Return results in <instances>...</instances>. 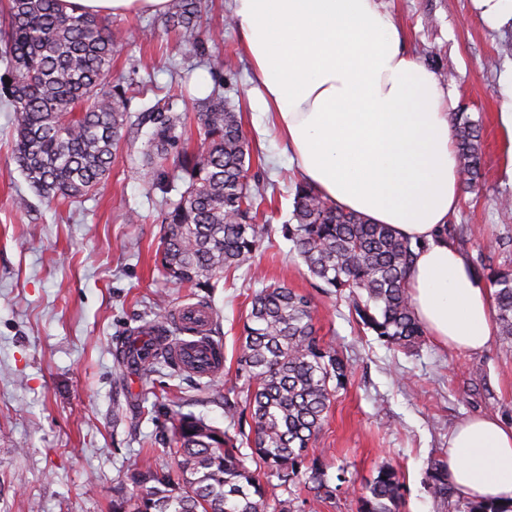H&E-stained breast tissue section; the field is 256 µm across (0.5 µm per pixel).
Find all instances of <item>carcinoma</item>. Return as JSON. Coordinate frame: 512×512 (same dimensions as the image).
Here are the masks:
<instances>
[{
  "label": "carcinoma",
  "mask_w": 512,
  "mask_h": 512,
  "mask_svg": "<svg viewBox=\"0 0 512 512\" xmlns=\"http://www.w3.org/2000/svg\"><path fill=\"white\" fill-rule=\"evenodd\" d=\"M201 0H176L164 17L179 48L206 50L201 38ZM0 62L12 74L11 102L18 116L14 160L37 195L49 203L75 202L109 176L115 151L128 129L140 125L127 111L126 90L106 77L119 44L99 16L67 14L60 0H0ZM206 146L181 154L185 189L169 202L160 263L176 284L210 288L224 274L249 267L271 225L258 222L264 192L252 187L250 143L240 113L213 91L197 102ZM186 113L157 106L149 112L148 145L153 172L168 190L166 161L181 141ZM461 181L481 178V124L465 112L452 116ZM283 236L307 273L346 298L356 319L387 345L411 348L425 335L408 294L414 252L384 224L345 212L306 182L293 189V210ZM497 336L512 345V266L490 270ZM350 365L317 337L311 300L281 284L254 295L243 325L236 379L244 380L227 418L250 416V431L232 435L193 414H176L171 444L176 476L151 468L135 471L136 492L112 500V512H266L268 485L248 462L259 463L279 485L303 482L308 498L288 492L274 512H316L336 496L313 443L331 403L347 384ZM250 453L241 451V443ZM430 492L455 512H512V503L462 502L447 463L429 471ZM399 471L383 464L356 494L357 512H395L403 497Z\"/></svg>",
  "instance_id": "cac0c4a2"
}]
</instances>
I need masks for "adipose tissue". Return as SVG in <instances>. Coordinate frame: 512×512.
<instances>
[{"mask_svg":"<svg viewBox=\"0 0 512 512\" xmlns=\"http://www.w3.org/2000/svg\"><path fill=\"white\" fill-rule=\"evenodd\" d=\"M65 12L164 14L170 0H61ZM253 94L303 178L340 208L390 227L415 257L408 288L439 343L468 353L496 332L490 288L448 242L460 201L450 93L409 54L379 0H233ZM456 490L512 502V427L459 422L445 454Z\"/></svg>","mask_w":512,"mask_h":512,"instance_id":"obj_1","label":"adipose tissue"}]
</instances>
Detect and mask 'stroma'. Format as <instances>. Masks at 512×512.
I'll return each mask as SVG.
<instances>
[{"mask_svg":"<svg viewBox=\"0 0 512 512\" xmlns=\"http://www.w3.org/2000/svg\"><path fill=\"white\" fill-rule=\"evenodd\" d=\"M380 5L411 54L442 77L452 111L482 123L481 188L461 192L450 222L455 246L486 276L506 258L501 238H512V209L498 201L500 193H512V161L496 117L498 97L512 80V51L502 49L512 41V24L487 26L472 0ZM202 6L204 30L220 35L218 47L203 55L176 47L161 16L113 17L121 49L109 81L138 82L133 116L167 101L187 113L192 149L200 147L203 131L190 101L222 84L259 154L250 180L264 189L263 210L278 229L292 209L298 174L249 97L252 68L229 21L231 0H202ZM16 127L17 114L0 94V512H112L116 492L131 489L133 470L168 473L177 411L237 433L238 423L224 416V398L235 384L242 320L253 294L274 282L311 298L318 337L336 346L352 369L315 443L329 476L344 475L347 488L317 512H356L354 488L385 461L405 485L397 512H441L428 473L454 425L489 412L512 426V345L496 339L470 354L428 336L410 350L390 348L359 324L347 301L318 288L278 232L258 251L251 272L226 275L214 291L168 282L159 249L166 202L179 193L150 187L153 173L143 155L149 125L125 135L98 193L52 207L15 163ZM160 294L173 311L208 304V334L224 349L222 375L201 377L160 360L150 378L130 377L120 349L134 330L156 322Z\"/></svg>","mask_w":512,"mask_h":512,"instance_id":"1","label":"stroma"}]
</instances>
